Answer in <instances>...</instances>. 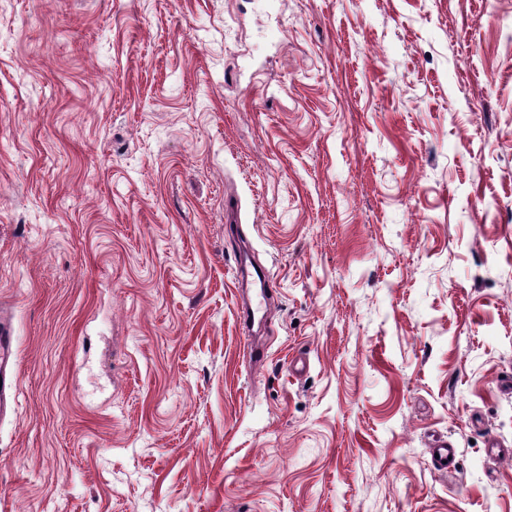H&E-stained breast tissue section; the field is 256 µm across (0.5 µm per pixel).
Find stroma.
I'll use <instances>...</instances> for the list:
<instances>
[{"instance_id":"obj_1","label":"stroma","mask_w":512,"mask_h":512,"mask_svg":"<svg viewBox=\"0 0 512 512\" xmlns=\"http://www.w3.org/2000/svg\"><path fill=\"white\" fill-rule=\"evenodd\" d=\"M0 321V512H512V0H0ZM256 284V291L254 295V299L247 306H241L238 309L237 320L242 332L246 333V331L253 327L256 320L258 319V314L264 309L267 305L269 296V285L263 270H256L251 274Z\"/></svg>"}]
</instances>
